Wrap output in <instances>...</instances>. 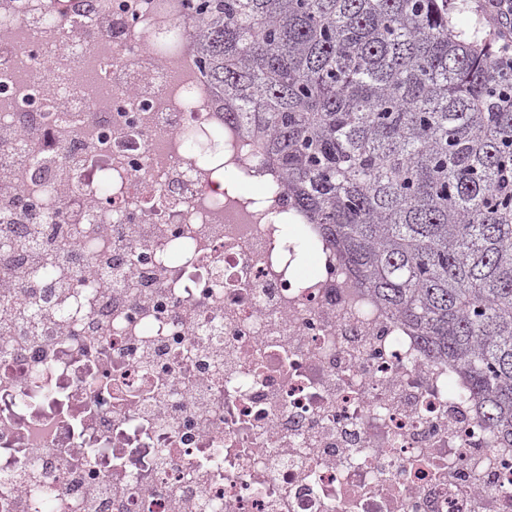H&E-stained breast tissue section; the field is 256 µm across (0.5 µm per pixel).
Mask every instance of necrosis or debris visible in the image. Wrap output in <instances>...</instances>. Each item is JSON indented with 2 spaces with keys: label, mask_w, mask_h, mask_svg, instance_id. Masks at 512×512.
<instances>
[{
  "label": "necrosis or debris",
  "mask_w": 512,
  "mask_h": 512,
  "mask_svg": "<svg viewBox=\"0 0 512 512\" xmlns=\"http://www.w3.org/2000/svg\"><path fill=\"white\" fill-rule=\"evenodd\" d=\"M195 23L0 0V512H512V448L290 232Z\"/></svg>",
  "instance_id": "obj_1"
}]
</instances>
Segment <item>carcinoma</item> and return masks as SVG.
<instances>
[{
  "label": "carcinoma",
  "instance_id": "obj_1",
  "mask_svg": "<svg viewBox=\"0 0 512 512\" xmlns=\"http://www.w3.org/2000/svg\"><path fill=\"white\" fill-rule=\"evenodd\" d=\"M204 78L512 447V57L441 0H189Z\"/></svg>",
  "mask_w": 512,
  "mask_h": 512
}]
</instances>
